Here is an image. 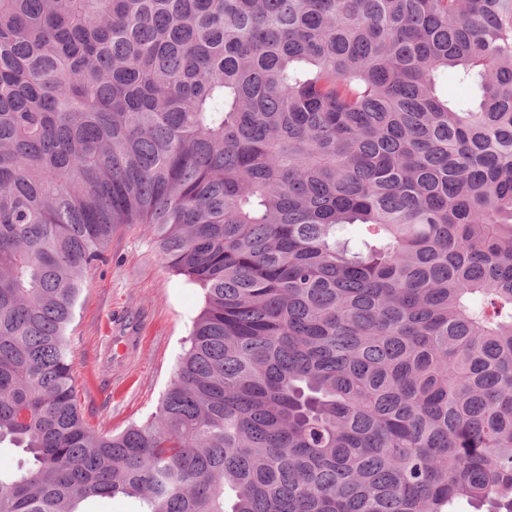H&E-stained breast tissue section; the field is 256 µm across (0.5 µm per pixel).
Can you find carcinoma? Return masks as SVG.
I'll return each mask as SVG.
<instances>
[{
	"instance_id": "obj_1",
	"label": "carcinoma",
	"mask_w": 512,
	"mask_h": 512,
	"mask_svg": "<svg viewBox=\"0 0 512 512\" xmlns=\"http://www.w3.org/2000/svg\"><path fill=\"white\" fill-rule=\"evenodd\" d=\"M122 224L206 303L102 433L70 326ZM16 448L0 512H512V0H0Z\"/></svg>"
}]
</instances>
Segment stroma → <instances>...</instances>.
<instances>
[{"label":"stroma","instance_id":"1","mask_svg":"<svg viewBox=\"0 0 512 512\" xmlns=\"http://www.w3.org/2000/svg\"><path fill=\"white\" fill-rule=\"evenodd\" d=\"M203 307L202 289L168 267L146 225L119 226L84 278L70 328L78 402L93 429L116 433L155 410Z\"/></svg>","mask_w":512,"mask_h":512}]
</instances>
